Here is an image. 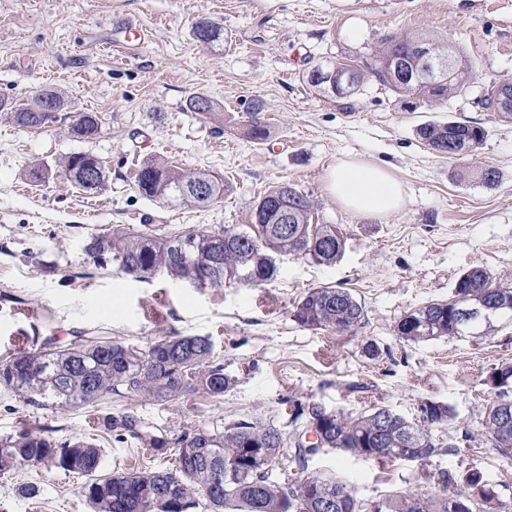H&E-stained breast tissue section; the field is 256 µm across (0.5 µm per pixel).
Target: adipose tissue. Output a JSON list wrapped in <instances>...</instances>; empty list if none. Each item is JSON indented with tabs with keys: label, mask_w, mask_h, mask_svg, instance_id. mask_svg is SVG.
<instances>
[{
	"label": "adipose tissue",
	"mask_w": 512,
	"mask_h": 512,
	"mask_svg": "<svg viewBox=\"0 0 512 512\" xmlns=\"http://www.w3.org/2000/svg\"><path fill=\"white\" fill-rule=\"evenodd\" d=\"M327 186L337 202L354 215H388L404 202L401 184L383 166L342 161L328 173Z\"/></svg>",
	"instance_id": "obj_1"
}]
</instances>
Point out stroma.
I'll return each instance as SVG.
<instances>
[{"label":"stroma","instance_id":"1","mask_svg":"<svg viewBox=\"0 0 512 512\" xmlns=\"http://www.w3.org/2000/svg\"><path fill=\"white\" fill-rule=\"evenodd\" d=\"M201 17L223 25V45L193 38ZM130 19L142 23L144 39L123 31ZM396 32L456 50L470 70L466 91L442 106L411 108L372 80L346 100L305 82L313 66L369 59ZM505 78L512 79V0H0V98L21 105L51 87L64 99L63 120L47 128L17 126L0 112V358L48 337L66 343L100 331L143 349L191 334L210 339L215 362L235 380L220 398L116 397L94 412L40 409L0 389V437L27 429L59 441L87 438L105 472L165 470L175 465L178 440L199 428L258 421L289 437L297 411L311 403L352 415L384 406L415 421L421 403L434 400L454 416L434 432L447 452L427 463L328 450L304 471L283 456L272 477H333L375 502L406 490L446 493L448 474L462 490V475L475 467L496 489L499 512H512V460L480 434L489 374L512 363V321H498L488 336L420 343L395 332L407 313L451 298L470 268L512 282V122L474 103ZM197 94L213 101L216 116L187 110ZM257 99L269 133L262 144L245 135ZM79 112L100 117L96 138L70 136L67 117ZM456 118L486 131L464 159L439 156L416 133L424 122ZM74 152L102 161L100 193L61 176L29 179L34 164ZM151 156L215 174L229 189L204 209L144 198L135 173ZM346 159L388 167L404 207L383 216L346 212L327 189L329 171ZM485 167L499 173L494 186L474 177ZM284 183L308 196L316 223L340 227L346 244L335 264L282 256L272 282L197 288L163 275L141 281L85 254L91 235L131 231L146 217L180 232L248 224L259 197ZM320 286L347 289L362 303L356 332L294 321L298 300ZM370 343L378 356L366 353ZM124 410L167 448L108 429L107 417ZM83 482L44 467L0 474V512H92ZM26 484L37 486L36 496L19 494Z\"/></svg>","mask_w":512,"mask_h":512}]
</instances>
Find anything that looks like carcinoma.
<instances>
[{
  "mask_svg": "<svg viewBox=\"0 0 512 512\" xmlns=\"http://www.w3.org/2000/svg\"><path fill=\"white\" fill-rule=\"evenodd\" d=\"M192 35L212 47L224 44V27L208 18L194 23ZM419 44L433 55H452V51L418 35L389 34L365 68L342 64L351 78L338 84L334 98L343 100L358 94L369 74L402 96L413 94L425 104L457 97L470 75L459 60L454 73L442 83L414 90L390 67L393 57L407 67L419 66L412 52ZM493 97L498 115L511 117L512 90L500 81L494 83L479 97L477 105L491 112ZM61 106L62 97L51 89L36 94L25 107H12L9 101L0 98V109L24 127L36 126L40 113ZM417 134L432 150L451 159V152L465 144L471 151L478 147L485 138V129L465 119L428 121L417 128ZM93 164L95 160L90 155L71 153L58 166L70 173L84 192L97 194L103 189L105 178L88 181L87 173ZM205 182L210 192L201 195L196 187ZM136 188L146 198L196 208L210 206L224 193L222 179L212 174L155 159L140 162ZM312 218V203L302 194L286 228L275 220V214L265 215L261 211L254 212L253 223L243 227H224L218 231L205 228L184 235L158 234L146 223L137 232L95 235L86 244L85 253L101 268L112 260L124 273L142 281L158 274L183 281L189 263L201 261L216 266L222 273L210 283L212 287L224 285L225 274L239 271L252 272L253 283L261 285L277 277L276 260L280 256H300L318 265H331L343 255L345 239L341 229L335 224H314ZM191 235L197 236L196 247L180 254L178 241ZM495 297L506 299L507 306L485 317L478 315L464 326L458 323L461 311L488 307ZM292 317L305 329L353 331L365 321V309L348 290L323 286L308 291L295 306ZM501 319L512 320V288L498 287L490 272L475 267L457 279L451 298L428 303L403 316L396 332L406 342L420 343L474 330L484 335ZM233 384L234 379L224 374V366L213 360L209 339L198 335L168 336L145 349L110 336H78L65 345L46 339L0 361V387L18 393L34 407L45 409L96 406L114 395L168 403L201 390L220 398ZM499 397L501 394H496L485 407L482 433L496 440L495 448L501 455L512 459V416L505 420L493 418ZM431 405V418L415 423L387 407L353 417L312 403L300 409V414L309 419L322 417L329 425L322 430L321 447L308 449L297 445L299 467L305 468L309 452L316 453L322 448L382 461L406 460L411 452L415 461L426 463L442 450V443L433 436V428L447 424L453 417L448 405L438 401ZM109 425L114 431L140 436L157 450L167 445L165 440L141 432L140 419L132 413L110 417ZM283 447V434L276 427L242 421L223 431L201 428L184 435L171 469L103 474L101 455L94 444L82 439L58 443L49 436L22 430L0 437V473L10 471L7 460L17 458L30 462L32 467L82 475L86 482L81 493L95 512H174L175 504L184 512H192L218 474L229 471L233 473L232 482L224 485V492L213 499L208 512H455L451 504L456 499L468 501L467 512H495L498 504V494L477 468L467 470L463 476L465 490L451 496L401 492L370 507L354 487L332 478L309 475L304 478L310 485L305 491L299 484L271 479L267 471L261 481H256L254 471L274 466ZM254 450L264 454V461L251 458Z\"/></svg>",
  "mask_w": 512,
  "mask_h": 512,
  "instance_id": "cac0c4a2",
  "label": "carcinoma"
}]
</instances>
